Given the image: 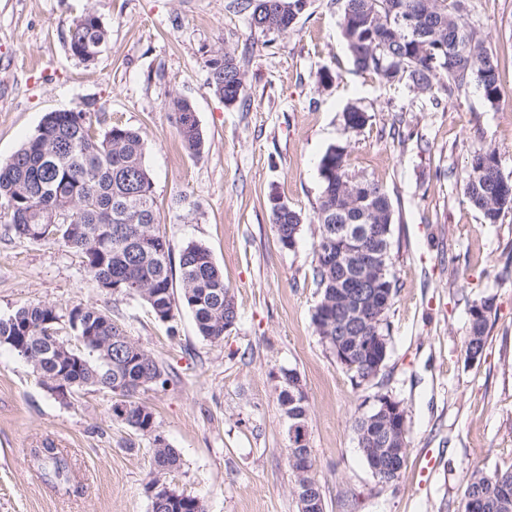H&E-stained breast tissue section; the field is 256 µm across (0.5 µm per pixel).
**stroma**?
I'll return each mask as SVG.
<instances>
[{
	"instance_id": "35a3bbf8",
	"label": "stroma",
	"mask_w": 512,
	"mask_h": 512,
	"mask_svg": "<svg viewBox=\"0 0 512 512\" xmlns=\"http://www.w3.org/2000/svg\"><path fill=\"white\" fill-rule=\"evenodd\" d=\"M230 2L0 0V160L49 112H85L138 132L156 230L173 252L190 241L210 250L235 299L234 327L211 343L187 310L169 324L156 320L146 305L98 288L63 243L9 233L1 206L0 316L38 302L64 316L93 306L154 355L168 382L138 398L180 456L165 480L206 512H300L278 402L288 370L307 396L325 512H461L465 475L512 469V211L484 223L460 182L472 155L488 148L512 173V0H463L499 61L498 103L472 82L438 107L353 66L336 0H309L279 34L254 31ZM86 11L108 31L91 62L68 45L70 25ZM227 48L244 73L243 100L233 105L214 93L205 66ZM323 68L332 79L322 85ZM175 96L194 108L200 154L184 149L166 109ZM352 105L367 115L357 130L344 122ZM334 145L345 148L350 173L381 184L394 207L399 290L387 313L389 352L359 386L312 322L318 165ZM274 191L303 217L290 250L270 220ZM474 300L491 309L484 352L470 362ZM380 394L407 411L406 455L389 483L373 475L354 429ZM113 402L111 391L93 387L63 403L0 347V512H152L154 436L113 419ZM46 446L68 460V482L33 460L32 449ZM428 451L436 469L426 479L417 469Z\"/></svg>"
}]
</instances>
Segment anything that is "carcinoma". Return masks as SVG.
I'll return each mask as SVG.
<instances>
[{
    "label": "carcinoma",
    "instance_id": "1",
    "mask_svg": "<svg viewBox=\"0 0 512 512\" xmlns=\"http://www.w3.org/2000/svg\"><path fill=\"white\" fill-rule=\"evenodd\" d=\"M340 28L349 55L359 70L372 71L387 82L407 81L413 89L437 104L440 93L452 84L462 89L474 79L485 100L499 98L497 59L484 46L462 15V0H336ZM234 7L249 14L252 28L261 32L288 31L303 13L307 0H233ZM107 31L98 17L86 11L69 29L73 56L92 61L105 43ZM209 85L227 105L242 100L244 80L235 53L226 50L205 61ZM167 108L174 117L182 144L191 154L200 153L203 135L192 104L174 97ZM322 191L317 209L318 240L313 279L320 298L312 316L316 332L331 351L349 352L345 366L356 385L371 380V358L347 339L336 324V301L359 275L357 264L328 266L326 253H336V225L369 224L383 237L385 270L373 296L376 323L368 325L388 343L387 312L397 293L392 270L393 207L389 194L375 181L351 175L345 148L329 147L319 163ZM464 194L486 224L498 223L512 208V176L504 174L497 152L473 155L463 177ZM0 202L6 205L10 231L30 241H57L81 255L85 269L97 284L117 295L143 301L155 319L169 322L183 308L195 320L199 335L210 342L224 340L237 319V310L223 272L210 250L196 242L180 251L173 264L169 242L155 230L158 216L153 182L145 163L140 135L125 126L108 125L91 133L84 112H49L36 134L0 161ZM271 223L278 240L291 249L300 232L301 215L281 201L269 198ZM180 293H174V277ZM484 302L470 308V334L466 357L480 356L486 343L487 313ZM59 317L45 303L30 304L0 317V346L23 357L47 382L58 378L72 391L86 387L112 389L125 386L126 416H114L131 429L151 433L154 413L133 400L140 390L165 384V371L156 358L125 335L112 318L94 306L81 308L74 335L92 340L61 350L64 339L48 332L47 321ZM285 412L307 424L305 394L287 386L279 394ZM369 411L354 420L358 440L366 434L376 440L361 447L366 462L371 449L392 448L382 432L383 423ZM156 472L180 466L179 455L167 444L154 445ZM33 456L53 463L55 476L69 479V464L54 448H36ZM512 488V469L491 476L472 473L465 481L464 512H512L503 504L501 491ZM156 512H204L197 498L182 495Z\"/></svg>",
    "mask_w": 512,
    "mask_h": 512
}]
</instances>
